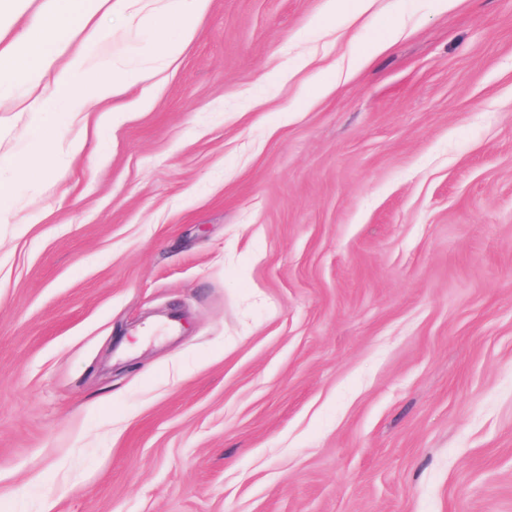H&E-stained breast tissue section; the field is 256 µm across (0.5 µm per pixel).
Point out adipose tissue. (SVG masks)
<instances>
[{
	"label": "adipose tissue",
	"instance_id": "ef3b65f1",
	"mask_svg": "<svg viewBox=\"0 0 512 512\" xmlns=\"http://www.w3.org/2000/svg\"><path fill=\"white\" fill-rule=\"evenodd\" d=\"M129 23L149 30L155 54L162 59L179 53L193 38L209 0H101ZM63 20L54 8L31 15L23 32L11 41L0 39V88L34 74L53 76L54 93L76 119L116 96L125 87L144 81L148 70H127L112 80L95 77L84 54L67 53Z\"/></svg>",
	"mask_w": 512,
	"mask_h": 512
}]
</instances>
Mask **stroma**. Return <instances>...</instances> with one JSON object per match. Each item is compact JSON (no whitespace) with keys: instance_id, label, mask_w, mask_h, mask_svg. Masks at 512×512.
I'll use <instances>...</instances> for the list:
<instances>
[{"instance_id":"35a3bbf8","label":"stroma","mask_w":512,"mask_h":512,"mask_svg":"<svg viewBox=\"0 0 512 512\" xmlns=\"http://www.w3.org/2000/svg\"><path fill=\"white\" fill-rule=\"evenodd\" d=\"M95 20L70 49L148 65ZM34 96L0 91V512H512V0H210L21 180Z\"/></svg>"}]
</instances>
